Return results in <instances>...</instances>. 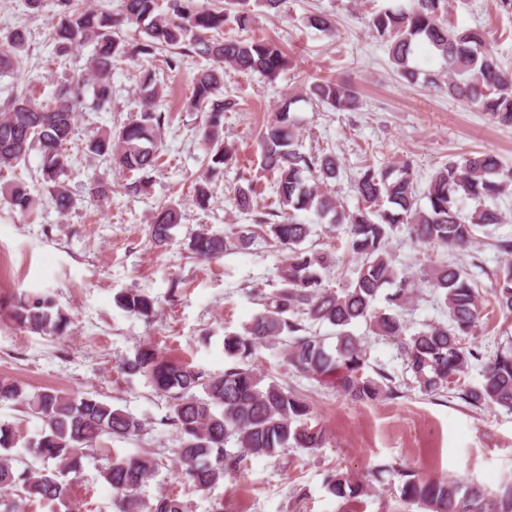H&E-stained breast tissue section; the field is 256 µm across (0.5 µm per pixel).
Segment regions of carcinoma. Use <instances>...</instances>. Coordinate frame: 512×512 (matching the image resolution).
I'll return each mask as SVG.
<instances>
[{
    "label": "carcinoma",
    "mask_w": 512,
    "mask_h": 512,
    "mask_svg": "<svg viewBox=\"0 0 512 512\" xmlns=\"http://www.w3.org/2000/svg\"><path fill=\"white\" fill-rule=\"evenodd\" d=\"M123 0L114 14L107 8L85 6L84 0H54L59 21L51 44L59 58L74 47L91 43L94 53L86 65V77L56 86L51 103L39 105L25 91L11 95L0 105V169L14 166L31 151L40 153V177L50 201L64 215L74 206L66 178L73 165L67 144L75 131L77 109L86 83L93 88V106L103 111L112 103V69L120 62L148 61L168 52V69H178L193 54L212 61L193 78L187 110L206 115L208 175L193 185V200L201 208L212 197L210 177L231 165L236 152L220 135L224 113L232 99L219 98L224 66L258 73L275 81L288 64L283 48L266 38L249 41L224 38V27L246 29L253 21L250 0H225L212 8L199 0ZM448 0H407L376 11L369 26L388 47L397 75L408 82L423 70L410 64L419 44H425L445 62L448 96L483 112L502 126H512V70L501 65L487 43L483 29L458 27L449 22ZM125 24H136L144 37L129 42L120 35ZM305 24L330 32L334 22L323 14H311ZM27 36L13 31L0 41V71L23 68ZM425 75V74H423ZM431 83L437 74H427ZM141 110L116 132L104 129L87 143V152L104 157L122 171L137 174L125 184L132 196L146 192L150 172L157 165L161 130L166 115L160 111L166 93L163 85L144 70L138 86ZM301 99L338 111L359 108L357 92L345 84L317 78ZM293 101L284 103L261 128L258 140L261 169L275 175V193L287 220L273 222V212L258 213L253 185L236 188L233 205L249 214L256 229L234 226L224 234L201 228L190 239L189 252L214 258L230 248L247 250L262 235L286 252L279 269L281 287L260 296L263 309L239 331L224 332V355L232 360L221 374H212L185 363L166 359L150 343L138 346L125 363L131 375L143 376L166 402L163 424L176 433L173 448L182 475L196 490L206 491L236 475L243 458L273 456L295 446L316 449L324 445V431L311 425L307 398L271 379L259 376L251 361L268 345L284 343L288 364L299 375L329 382L355 402H370L396 393L392 376L384 369L366 374L367 352L351 327L363 321L373 335L396 345L405 368L419 388L432 393L465 373L472 362L482 363L480 385L464 388L460 398L474 408L502 406L512 409V347L484 357L463 342L471 335L483 309L478 274L452 261H442L423 272L445 309L447 321L425 322L414 329L405 319L417 299L416 277L397 266L391 241L404 231L413 242L466 251L477 243V232L502 223L489 203L512 191V169L492 152L468 155L439 167L426 188L417 192L413 160L391 167L367 165L355 177L358 199L350 211L332 194L330 183L340 176V162L325 152L300 150L298 125L291 113ZM426 203H421V199ZM4 199L22 213H31L37 199L22 182L4 189ZM472 211L464 212L467 202ZM312 213L314 223L343 227L347 248L356 260V277L339 290L323 281L333 268L325 251L302 247L312 234L311 224L299 218ZM178 206L170 204L149 220L150 241L166 246L170 231L180 223ZM492 297L498 308L512 313V261L492 272ZM386 302V310L376 306ZM125 312L149 320L158 301L145 292L127 291L116 296ZM19 326L43 336L70 335L71 318L49 295L26 297L10 314ZM329 325L327 336L314 329ZM15 403L43 427L28 443L32 461L13 453L20 433L16 424L0 421V512H21L27 501L59 502L65 512H80L70 500L68 475L82 468V460L102 446L103 439H128L144 430L142 419L115 408L93 394L72 396L54 390L29 391L16 380L0 378V404ZM153 456L114 458L101 475L119 503V512H190L188 503L160 493L149 501L141 489L155 477ZM403 478L402 501L425 512H512V483L491 493L454 480L428 479L398 471ZM331 495L358 499L370 486L346 473L333 471L323 481Z\"/></svg>",
    "instance_id": "obj_1"
}]
</instances>
